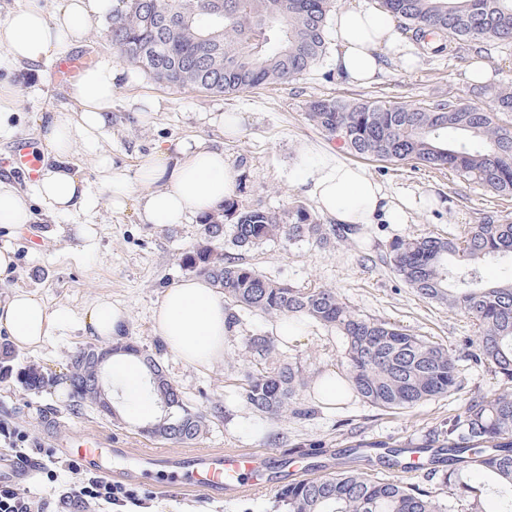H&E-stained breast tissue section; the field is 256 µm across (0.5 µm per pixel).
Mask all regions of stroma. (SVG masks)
I'll list each match as a JSON object with an SVG mask.
<instances>
[{"label": "stroma", "mask_w": 512, "mask_h": 512, "mask_svg": "<svg viewBox=\"0 0 512 512\" xmlns=\"http://www.w3.org/2000/svg\"><path fill=\"white\" fill-rule=\"evenodd\" d=\"M106 29L103 23L91 29L79 50L95 63L114 65L112 135L104 143L114 167L133 171L143 154L168 141L216 138L213 119L233 114L240 120L241 132L225 140L224 157L244 184L235 197L243 204L280 212L292 204L316 211L301 172L320 159L322 149L342 146L341 140L307 120L311 101L380 100L417 107L442 99L467 102L475 98L468 72L477 60L488 72L489 88L512 82V44L488 42L477 52L463 42L453 53L431 54L408 42L403 53L387 62L379 82L369 86H356L339 77L329 53L295 79L215 95L156 83L138 68L119 61ZM0 81L18 91L13 118L16 139L0 142V160L12 153L19 139L43 149L37 124L40 115L52 113L66 119L79 108L68 86L54 84L51 67L38 73L21 68L0 70ZM362 164L382 184L389 200L404 210L405 223L368 224L355 240L323 246L270 241L243 252L242 257L271 279L301 288L335 289L358 313L390 321L448 348L461 369L462 386L454 394L403 413L377 410L356 397L344 399L337 409L320 407L317 415L306 420L253 412L235 398L246 366L245 345L252 334H273L275 319L241 314L224 342L223 361L209 368L188 365L162 349L154 310L166 289L190 278L182 258L198 242L199 226L194 221L173 226L142 223L136 197H129L125 208L118 211L111 208L109 194L102 190L93 213L54 218L40 214L19 230L0 227V248L13 250L17 260L15 273L0 283V298L21 288L49 307H68L76 319L37 350L15 349L18 365H38L45 373L55 374L56 380L33 393L22 389L15 377H0V423L27 428L42 448L56 456L63 442L86 432L112 437L116 447L133 453L155 452L168 459L185 453V445L149 437L125 417L106 418L89 406L72 410L63 376L66 356L76 347L93 344V337L79 321L101 297L126 309L127 341L158 353L169 380L190 403L204 411L221 407V417L195 442L198 450L261 454L274 448L285 454L300 441L318 440L333 451L344 444L351 424L363 427L369 438L402 446L424 440L460 414L471 396L500 389L494 373L468 359L467 340L474 334L470 317L417 294L393 271L386 255L393 239L447 237L463 225L476 223L485 213L512 220V197L492 195L478 184L412 161L366 158ZM86 223L93 233L87 248L76 237L77 225ZM338 344L334 331L314 325L294 343L292 354L313 374L335 368ZM127 463L124 456L113 458L111 479L136 490L146 505H116L112 512H275L274 494L288 480L287 469L281 467L265 472L263 489L246 487L225 499L167 488L157 481L139 482L126 472Z\"/></svg>", "instance_id": "1"}]
</instances>
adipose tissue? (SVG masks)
Masks as SVG:
<instances>
[{"label":"adipose tissue","mask_w":512,"mask_h":512,"mask_svg":"<svg viewBox=\"0 0 512 512\" xmlns=\"http://www.w3.org/2000/svg\"><path fill=\"white\" fill-rule=\"evenodd\" d=\"M110 0H61L54 14H46L38 0H22L0 24V69L19 65L31 68L65 55L95 27ZM336 45V70L350 82L377 81L387 51L401 50L404 36L393 17L368 0L336 10L331 23ZM113 67L102 63L83 72L71 88L81 106L74 118L44 117L39 134L52 165L27 190L0 179V227L14 229L33 222L29 199L40 201L48 216H65L94 210L99 202L87 181L73 170L70 158L83 148L94 158L101 186L110 188L112 207H123L134 187L143 223L172 225L216 208L233 197L236 177L224 159V150L210 140L157 145L143 155L134 174L113 167L99 143L110 131ZM320 212L339 224L362 225L384 219L405 221L390 206L379 182L363 166L345 161L338 150L325 152L302 175ZM73 321L64 307L48 308L35 294L16 290L0 301V331L22 349L39 347L46 338ZM159 334L169 349L185 363L209 367L224 358V298L206 281L189 278L168 288L154 314ZM82 327L88 335L107 342L123 335L127 316L109 301H97L85 314ZM112 380L124 402L123 414L133 422L151 419L154 399L146 392L143 369L134 358L112 359Z\"/></svg>","instance_id":"1"}]
</instances>
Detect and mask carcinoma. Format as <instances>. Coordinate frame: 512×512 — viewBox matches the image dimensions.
<instances>
[{
  "instance_id": "obj_1",
  "label": "carcinoma",
  "mask_w": 512,
  "mask_h": 512,
  "mask_svg": "<svg viewBox=\"0 0 512 512\" xmlns=\"http://www.w3.org/2000/svg\"><path fill=\"white\" fill-rule=\"evenodd\" d=\"M408 39L437 52L431 36L461 41L492 39L512 43V0H378ZM332 0H115L107 37L119 58L155 82L211 94H234L296 78L309 71L327 49V16ZM492 107L445 101L428 107L318 99L307 119L343 140L355 155L384 161H414L477 182L498 196H512V131L498 113L512 112V84L491 92ZM200 240L183 256L184 266L224 295L228 328L237 311L291 322L299 329L320 324L342 338L336 379L369 405L406 411L452 395L461 371L450 351L401 327L357 313L330 288H297L272 280L225 250H249L267 241L327 244L358 233L351 225L330 228L301 205L283 212L245 206L228 198L199 219ZM392 269L416 293L448 303L475 321L470 357L491 367L502 388L469 399L462 413L409 448L438 449L427 458L438 485L424 487L383 478L374 463L405 466L384 440L350 430L349 445L336 452L333 470L315 478L290 479L275 495L278 512H486L488 496L500 512H512V273L489 282L480 265L512 259V222L490 216L467 224L448 238L397 239L388 249ZM112 350L136 357L145 367L146 389L162 414L148 434L191 444L211 426V414L191 406L164 374L157 359L122 339ZM90 347L68 355L70 396L76 410L98 407L99 390L88 367ZM250 369L239 396L259 414L305 419L318 412L317 381L297 358L286 357L272 336L254 334L246 342ZM8 343H0V372L16 373L22 388L44 387L35 365L18 369ZM324 446L295 445L283 467L296 460L321 467Z\"/></svg>"
}]
</instances>
